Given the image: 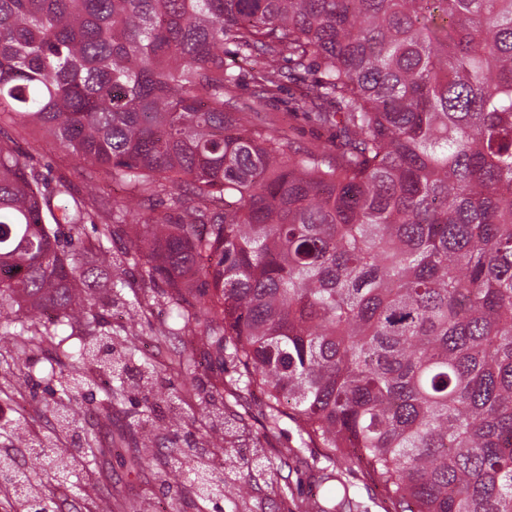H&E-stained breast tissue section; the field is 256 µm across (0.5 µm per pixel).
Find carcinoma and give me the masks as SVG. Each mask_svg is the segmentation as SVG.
I'll return each instance as SVG.
<instances>
[{"mask_svg": "<svg viewBox=\"0 0 512 512\" xmlns=\"http://www.w3.org/2000/svg\"><path fill=\"white\" fill-rule=\"evenodd\" d=\"M254 58L266 93L340 135L336 155L243 123L226 99ZM45 131L130 201L51 184L0 130V342L21 359L99 321L112 225L176 294L178 331L216 342L324 448L327 504L365 464L392 512H512V0H0V112ZM96 242L61 244L63 225ZM51 310L40 324L20 311ZM101 338L68 392L135 361ZM58 426L75 436L82 410ZM225 482L202 470L196 493ZM25 512L38 487L11 485ZM230 497L274 512L288 486Z\"/></svg>", "mask_w": 512, "mask_h": 512, "instance_id": "1", "label": "carcinoma"}]
</instances>
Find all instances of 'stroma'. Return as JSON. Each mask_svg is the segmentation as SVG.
<instances>
[{
    "label": "stroma",
    "mask_w": 512,
    "mask_h": 512,
    "mask_svg": "<svg viewBox=\"0 0 512 512\" xmlns=\"http://www.w3.org/2000/svg\"><path fill=\"white\" fill-rule=\"evenodd\" d=\"M295 93V86L286 83L275 94L261 96L246 76L230 96L237 108L255 111L259 123L286 132L296 146L333 150L334 131L291 113ZM0 128L10 130L19 153L44 177L53 180L62 175L77 188L85 187L90 177L88 165L59 149L51 138L36 130L11 127L5 119ZM111 248L117 264L101 275L95 287L99 329L111 333L113 343L131 342L139 360L150 363L156 376L149 389L125 387L114 402L107 399L101 384L63 392L57 378L71 373L68 354L87 341L78 330L62 348L33 350L27 360L17 363L10 356H0V418L22 421L29 439L41 442L52 454L78 445L59 431L56 408L78 407L84 412L85 432L94 437L98 447L112 450L110 456L85 459L67 485L56 486L49 473L39 468L30 471L33 481L39 488L53 490L64 504L76 505L78 512H97L99 495L107 487L112 490V512H126L128 502L134 503L138 512H231L227 496L203 500L195 492L196 469L224 464L222 451L211 445L219 429L200 405L201 397L209 396L217 405L244 415L253 436L260 440L261 455L286 460V467L273 474L274 480L289 487L287 498L279 502L280 512H300L301 502L310 500L316 491L319 468L327 464L323 449L301 447L298 428L287 417L281 418L274 432H267L263 395L235 399L228 385L235 368L215 345L196 336L173 337L175 346L196 352L199 366L190 378L172 364L169 350L157 344L160 330L176 324L168 288L160 281H144L140 265L130 257V225H113ZM119 279L126 283L124 298L141 303L142 311L135 318H128L122 306L111 303L112 283ZM50 367L56 378L46 377ZM155 423L160 426L158 446L149 466L135 469L131 459L141 449L143 433ZM343 479L351 490L354 512H387L386 496L366 468L345 472Z\"/></svg>",
    "instance_id": "35a3bbf8"
}]
</instances>
